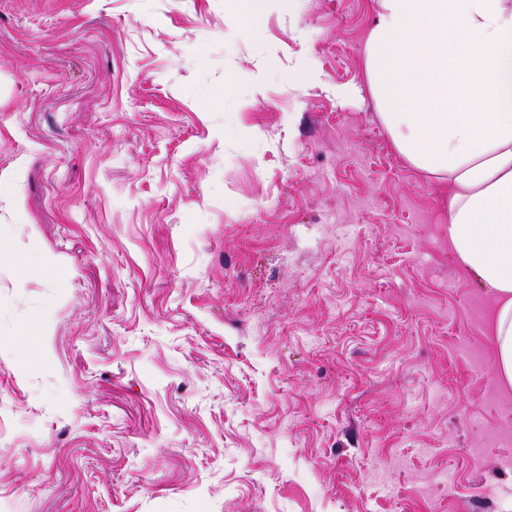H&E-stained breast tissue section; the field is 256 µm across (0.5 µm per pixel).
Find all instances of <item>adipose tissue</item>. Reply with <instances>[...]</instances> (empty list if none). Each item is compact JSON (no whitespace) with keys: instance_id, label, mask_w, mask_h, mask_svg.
Wrapping results in <instances>:
<instances>
[{"instance_id":"adipose-tissue-1","label":"adipose tissue","mask_w":512,"mask_h":512,"mask_svg":"<svg viewBox=\"0 0 512 512\" xmlns=\"http://www.w3.org/2000/svg\"><path fill=\"white\" fill-rule=\"evenodd\" d=\"M367 89L395 151L448 189V245L493 295L512 389V0H376Z\"/></svg>"}]
</instances>
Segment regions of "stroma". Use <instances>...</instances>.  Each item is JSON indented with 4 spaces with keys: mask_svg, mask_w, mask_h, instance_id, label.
Segmentation results:
<instances>
[{
    "mask_svg": "<svg viewBox=\"0 0 512 512\" xmlns=\"http://www.w3.org/2000/svg\"><path fill=\"white\" fill-rule=\"evenodd\" d=\"M278 2L0 0V512H512L492 295L354 92L375 0ZM271 0H226L224 7L235 14L242 23L250 27L264 2Z\"/></svg>",
    "mask_w": 512,
    "mask_h": 512,
    "instance_id": "1",
    "label": "stroma"
}]
</instances>
